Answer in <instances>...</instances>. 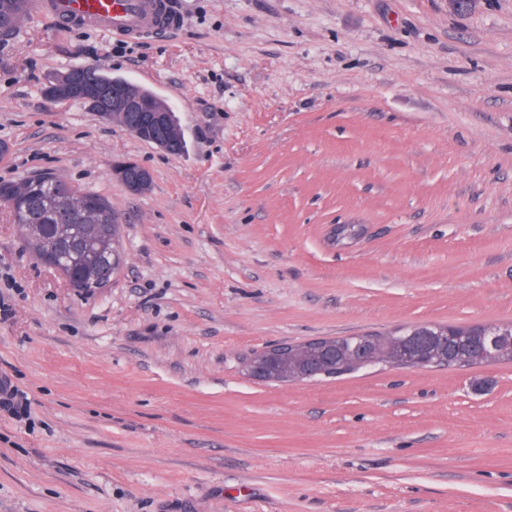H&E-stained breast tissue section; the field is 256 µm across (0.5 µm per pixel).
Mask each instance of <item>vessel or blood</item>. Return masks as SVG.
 Masks as SVG:
<instances>
[{"label":"vessel or blood","mask_w":512,"mask_h":512,"mask_svg":"<svg viewBox=\"0 0 512 512\" xmlns=\"http://www.w3.org/2000/svg\"><path fill=\"white\" fill-rule=\"evenodd\" d=\"M32 10L62 27L94 26L121 40L159 38L181 23L172 0H34Z\"/></svg>","instance_id":"b4317fda"}]
</instances>
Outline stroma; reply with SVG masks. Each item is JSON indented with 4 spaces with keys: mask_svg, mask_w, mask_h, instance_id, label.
<instances>
[{
    "mask_svg": "<svg viewBox=\"0 0 512 512\" xmlns=\"http://www.w3.org/2000/svg\"><path fill=\"white\" fill-rule=\"evenodd\" d=\"M162 38L29 14L0 43V182L107 199L84 294L0 210V512H512V361L248 379L265 347L512 322V0H179ZM155 91L172 156L46 80ZM146 167L131 193L118 161ZM360 233L336 241L334 225ZM46 177L48 183L51 182H60L64 184L69 192H78L76 189H74L69 183L64 181L63 179L54 176L52 174H46L43 175ZM70 185V186H69ZM85 195V197L88 199L90 204V210L88 211V218L90 223L88 224H95L100 226V231L102 236H107V238L111 241L112 248L109 246L106 239H103L99 241L98 243V251L105 253L108 257V264L110 267V275L108 280L99 281L97 279H94L93 270L92 267L88 268L84 273L78 274L75 271L76 266L72 267L70 270L65 271V262L67 261L66 255H64V251L62 248H60L57 245H49L44 248L43 252L41 250V247L38 242L29 240L27 241L26 248L32 252L39 260L41 258V255L43 253L44 260L46 261L47 265L50 267L58 270L64 278L67 280L69 285L72 288H76L77 285H81L84 283H89L93 286V288L97 289H104L108 288L111 284L116 272L120 268L121 265V252L119 247L117 246V241H114V235H113V241H112V231H114L116 228L119 227L117 216H112V222L114 223L112 226L110 217L112 215V205L109 203L108 200L90 193H81ZM27 397L7 377L0 379V409L16 417L26 414Z\"/></svg>",
    "mask_w": 512,
    "mask_h": 512,
    "instance_id": "stroma-1",
    "label": "stroma"
}]
</instances>
